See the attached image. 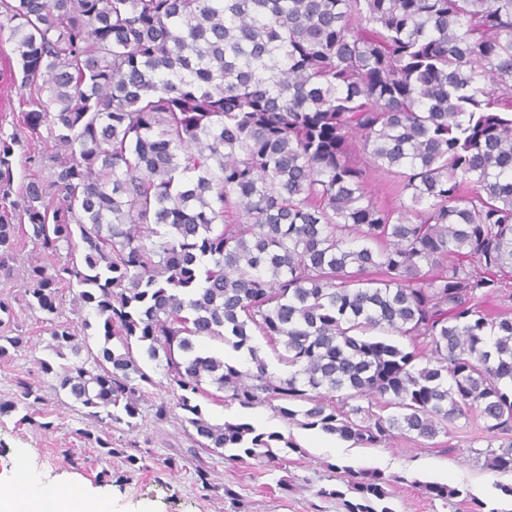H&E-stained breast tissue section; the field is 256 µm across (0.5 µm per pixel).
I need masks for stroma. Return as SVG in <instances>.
<instances>
[{
  "instance_id": "1",
  "label": "stroma",
  "mask_w": 512,
  "mask_h": 512,
  "mask_svg": "<svg viewBox=\"0 0 512 512\" xmlns=\"http://www.w3.org/2000/svg\"><path fill=\"white\" fill-rule=\"evenodd\" d=\"M20 83L8 33L2 30L0 137L17 139L13 173L18 187L31 172L44 176L49 173L47 164L29 163L34 146L13 125V115L22 110V101L28 95ZM15 323L28 336L29 343L0 360V399L16 398L15 380L19 377L44 380L45 386L35 422L21 421L16 413L0 416L1 478L20 469L43 484L56 485L73 494L106 498L111 512H343L340 501L317 495L320 488L336 485L332 467L338 464L371 467L401 476V483L393 486L389 499L394 512H468L469 501L456 498L445 504L426 498L412 487L415 479L463 489L471 498L491 503L501 512H512V499L502 496L498 489L499 484L512 482V473L486 469L476 457L477 451L492 442L482 422L456 420L447 434L439 436L435 447L420 448L398 438L375 448H358L320 431L284 422L266 406L244 409L203 397L199 403L210 422L248 421L280 431L298 445L297 451H284L285 468L273 471L253 459L234 463L214 452L204 454L211 481L231 486L240 499L234 502L206 495L195 480L184 422L177 416L164 422L153 417L151 405L166 397L164 388H149L136 431H129L122 423L114 424L110 431L116 449L132 436L146 443L149 454L143 467L132 466L117 454H101L79 435L83 429L99 433L101 423L75 410L65 392L55 389V376L46 377L41 372V361L56 367L62 364L45 331L41 313L16 306ZM170 456L179 460L173 471L164 465ZM281 478L288 481L289 492L278 490L276 482Z\"/></svg>"
}]
</instances>
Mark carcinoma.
<instances>
[{"label":"carcinoma","instance_id":"obj_1","mask_svg":"<svg viewBox=\"0 0 512 512\" xmlns=\"http://www.w3.org/2000/svg\"><path fill=\"white\" fill-rule=\"evenodd\" d=\"M2 18L30 91L20 123L33 140L49 123L55 152L50 178L23 185L24 223L0 215V276L21 238L38 248L22 301L72 355L42 372L106 427L77 434L145 460L109 429H135L158 384L171 397L153 417L181 410L201 450L273 462L298 449L210 423L205 383L354 447L432 441L470 415L512 432V309H487L512 300V0H0ZM13 154L0 138L3 204ZM377 173L397 205L374 201ZM63 285L103 336L92 358L56 320ZM12 318L1 297L0 358L29 341L4 333ZM257 334L288 373L268 370ZM201 340L246 349L250 365ZM15 385L0 415L32 422L41 387ZM477 455L512 472V444ZM331 468L342 485L318 496L394 512L405 477ZM414 485L445 504L463 495Z\"/></svg>","mask_w":512,"mask_h":512}]
</instances>
